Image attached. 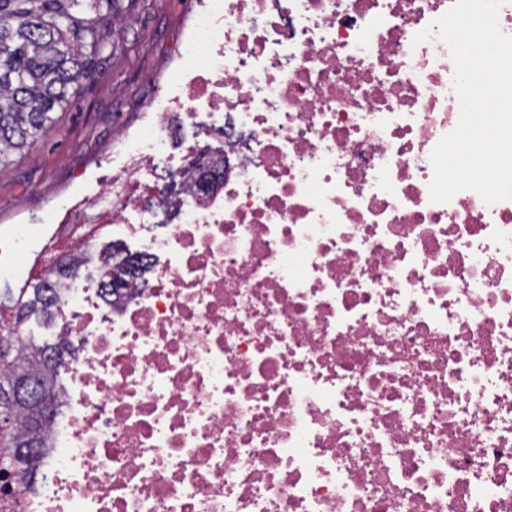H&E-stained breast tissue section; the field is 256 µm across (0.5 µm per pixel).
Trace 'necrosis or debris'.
Here are the masks:
<instances>
[{"label":"necrosis or debris","mask_w":512,"mask_h":512,"mask_svg":"<svg viewBox=\"0 0 512 512\" xmlns=\"http://www.w3.org/2000/svg\"><path fill=\"white\" fill-rule=\"evenodd\" d=\"M453 4L205 0L111 183L8 235L0 281L53 280L65 354L42 479L0 474V512H512V200L429 193L460 102L414 37ZM206 139L233 161L207 193ZM171 180L146 276L104 296L84 269Z\"/></svg>","instance_id":"4bbe7bcc"}]
</instances>
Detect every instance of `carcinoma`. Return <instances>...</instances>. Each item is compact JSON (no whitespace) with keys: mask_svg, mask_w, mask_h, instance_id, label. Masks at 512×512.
<instances>
[{"mask_svg":"<svg viewBox=\"0 0 512 512\" xmlns=\"http://www.w3.org/2000/svg\"><path fill=\"white\" fill-rule=\"evenodd\" d=\"M121 13L120 0H0V172L8 168L11 155L56 124V112L78 95L89 64L112 48L100 36L105 17L118 20ZM56 302L54 289L40 283L18 292L16 318L23 322L48 315ZM6 342L0 348V394L22 377L49 386L44 410L24 399L4 407L13 428L0 433V451L32 482L40 465L41 437L58 406L52 382L56 365L49 359L55 347L30 344L26 362L15 353V342Z\"/></svg>","mask_w":512,"mask_h":512,"instance_id":"obj_1","label":"carcinoma"}]
</instances>
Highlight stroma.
Listing matches in <instances>:
<instances>
[{
    "instance_id": "1",
    "label": "stroma",
    "mask_w": 512,
    "mask_h": 512,
    "mask_svg": "<svg viewBox=\"0 0 512 512\" xmlns=\"http://www.w3.org/2000/svg\"><path fill=\"white\" fill-rule=\"evenodd\" d=\"M123 22L104 25L115 53L103 54L80 80L76 100L0 175V236L98 193L112 177L125 135L150 123L153 99L173 84L179 42L191 34L202 0H124Z\"/></svg>"
}]
</instances>
